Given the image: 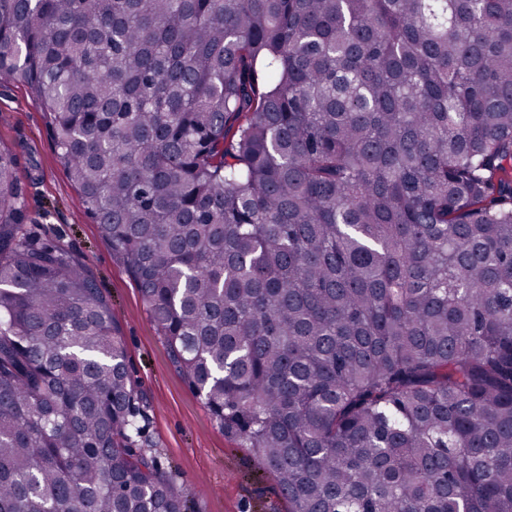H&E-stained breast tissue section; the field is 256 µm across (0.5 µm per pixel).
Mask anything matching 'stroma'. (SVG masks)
<instances>
[{
  "instance_id": "obj_1",
  "label": "stroma",
  "mask_w": 512,
  "mask_h": 512,
  "mask_svg": "<svg viewBox=\"0 0 512 512\" xmlns=\"http://www.w3.org/2000/svg\"><path fill=\"white\" fill-rule=\"evenodd\" d=\"M0 149L16 158L27 229L68 243L110 299L127 368L142 396V446L185 493L189 512H288L274 473L216 425L173 363L138 284L86 215L30 88L3 76Z\"/></svg>"
}]
</instances>
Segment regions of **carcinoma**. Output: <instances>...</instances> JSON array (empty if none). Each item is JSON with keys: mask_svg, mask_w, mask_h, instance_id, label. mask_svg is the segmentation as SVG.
I'll return each instance as SVG.
<instances>
[{"mask_svg": "<svg viewBox=\"0 0 512 512\" xmlns=\"http://www.w3.org/2000/svg\"><path fill=\"white\" fill-rule=\"evenodd\" d=\"M0 75L289 512H512V0H0ZM23 219L0 149V512H186Z\"/></svg>", "mask_w": 512, "mask_h": 512, "instance_id": "obj_1", "label": "carcinoma"}]
</instances>
